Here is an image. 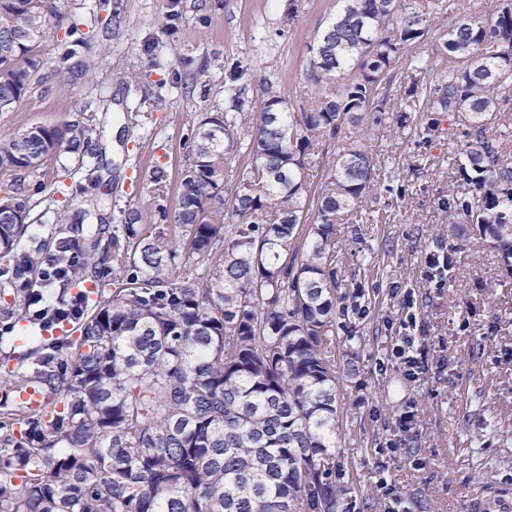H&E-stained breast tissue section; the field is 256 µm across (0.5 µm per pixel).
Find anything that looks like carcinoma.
Instances as JSON below:
<instances>
[{
	"label": "carcinoma",
	"mask_w": 512,
	"mask_h": 512,
	"mask_svg": "<svg viewBox=\"0 0 512 512\" xmlns=\"http://www.w3.org/2000/svg\"><path fill=\"white\" fill-rule=\"evenodd\" d=\"M66 0H0V112H12L49 67L63 88L90 69L83 22ZM341 9L310 46L304 79L315 95L296 112L273 86L250 134L237 117L211 112L193 136L172 211V237L131 210L104 239L57 216L58 233L79 258H62L63 289L82 282L113 289L83 310L80 334L47 351L33 348L0 374V512H350L336 482L339 416L334 343L339 252L336 226L371 220L363 199L377 165L351 145L311 186V159L349 139L365 119L378 126L402 59L422 78L399 93V111L425 112V130L446 112L468 114L451 158L453 187L438 206L473 246L490 245L512 276V162L489 135L486 116L512 125V0L489 20L448 26L434 65L406 57L427 32L438 0H340ZM67 39L49 62L35 52L51 34ZM280 106L271 112L269 107ZM102 122L86 101L62 127L34 125L0 136V277L26 313L34 288L17 270L44 265L49 250H18L29 229V178L53 157L78 154L75 191L98 209L102 164L91 143ZM246 165L225 196L229 162ZM207 273L194 274L193 264ZM36 384L38 410L12 400Z\"/></svg>",
	"instance_id": "carcinoma-1"
}]
</instances>
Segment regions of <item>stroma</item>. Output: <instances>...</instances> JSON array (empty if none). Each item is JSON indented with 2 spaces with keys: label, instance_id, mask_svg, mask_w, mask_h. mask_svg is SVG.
Returning <instances> with one entry per match:
<instances>
[{
  "label": "stroma",
  "instance_id": "stroma-1",
  "mask_svg": "<svg viewBox=\"0 0 512 512\" xmlns=\"http://www.w3.org/2000/svg\"><path fill=\"white\" fill-rule=\"evenodd\" d=\"M97 2L66 4L93 35L91 70L63 90L43 76L14 111L0 112V134L59 127L78 102H101L109 116L103 161L116 169L108 210L114 225L122 209L148 217L174 206L194 129L204 114L225 111L234 94L250 113L259 112L268 83L292 104L309 100L302 78L308 46L336 11V0H112L120 23L107 35ZM498 6L444 0L409 54L434 57L450 23L489 18ZM466 121L465 113L449 115L442 139L425 131L423 113L387 112L364 142L381 161V187L368 200L379 220L337 230L345 293L362 292L368 308L343 316L355 336L337 338L334 351L337 363L352 357L359 367L355 378L336 376V480L358 512H474L478 493L512 502V278L503 276L495 250L471 248L450 233L438 207L451 185L448 152ZM158 174L166 185L161 198ZM40 181L26 245L50 241L57 212L80 206L60 192L71 182L61 163H48ZM392 182L403 185V197L384 192ZM433 252L454 255L442 288L424 277ZM410 310L427 364L417 382L384 361ZM479 342L485 354L475 361ZM407 410L415 421L404 433L397 419Z\"/></svg>",
  "mask_w": 512,
  "mask_h": 512
}]
</instances>
